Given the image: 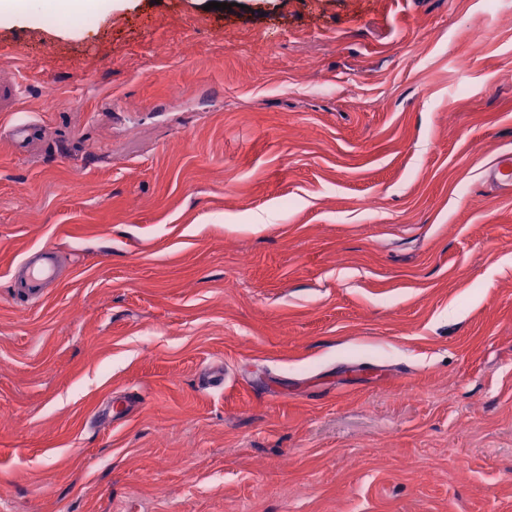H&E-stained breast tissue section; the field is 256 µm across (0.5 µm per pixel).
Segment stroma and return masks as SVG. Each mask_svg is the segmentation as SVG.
<instances>
[{
    "mask_svg": "<svg viewBox=\"0 0 512 512\" xmlns=\"http://www.w3.org/2000/svg\"><path fill=\"white\" fill-rule=\"evenodd\" d=\"M208 2L0 27V512H512V4ZM486 181L501 194L512 195V152L496 157L486 172ZM36 253L39 254L37 260L34 261L27 255L19 264V267L24 269L25 286L17 293L16 299L22 304L41 297L44 284L54 276L55 252L51 249H41Z\"/></svg>",
    "mask_w": 512,
    "mask_h": 512,
    "instance_id": "35a3bbf8",
    "label": "stroma"
}]
</instances>
